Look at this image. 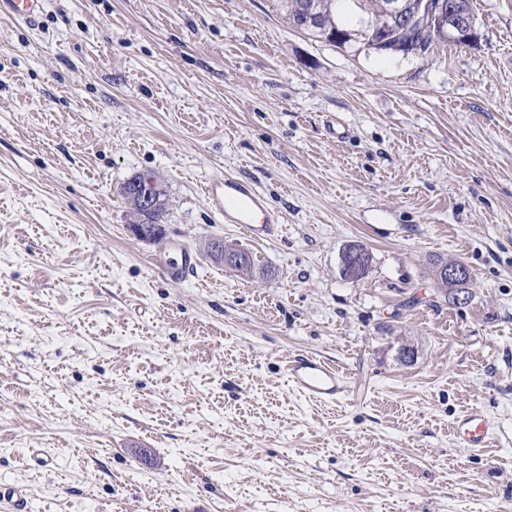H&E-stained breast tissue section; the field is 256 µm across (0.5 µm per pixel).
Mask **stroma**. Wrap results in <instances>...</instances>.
Here are the masks:
<instances>
[{
	"label": "stroma",
	"instance_id": "35a3bbf8",
	"mask_svg": "<svg viewBox=\"0 0 512 512\" xmlns=\"http://www.w3.org/2000/svg\"><path fill=\"white\" fill-rule=\"evenodd\" d=\"M473 10L470 45L408 58L315 40L272 0L0 17V483L29 512L512 498V0ZM143 172L170 203L160 243L126 229L120 188ZM227 172L280 213L277 237L210 209L203 187ZM175 238L197 257L178 284L151 264ZM211 238L257 275L212 261ZM352 243L370 255L356 280ZM439 258L470 268L467 305L439 292ZM297 351L342 366L352 393L299 395ZM475 404L498 432L470 455L451 426Z\"/></svg>",
	"mask_w": 512,
	"mask_h": 512
}]
</instances>
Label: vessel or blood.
<instances>
[{"label": "vessel or blood", "instance_id": "b4317fda", "mask_svg": "<svg viewBox=\"0 0 512 512\" xmlns=\"http://www.w3.org/2000/svg\"><path fill=\"white\" fill-rule=\"evenodd\" d=\"M42 8L43 0H0V12L27 22L33 21ZM204 193L208 205L225 223L237 225L253 241H267L277 233L281 217L268 208L262 193L253 183L229 175L219 176L207 182ZM155 264L172 281L178 282L194 271L197 261L185 243L174 240ZM284 372L287 381L301 395L325 403L338 402L352 390L346 371L309 352L286 357ZM496 433L494 422L479 406L468 408L453 423L457 446L473 453L488 448Z\"/></svg>", "mask_w": 512, "mask_h": 512}]
</instances>
